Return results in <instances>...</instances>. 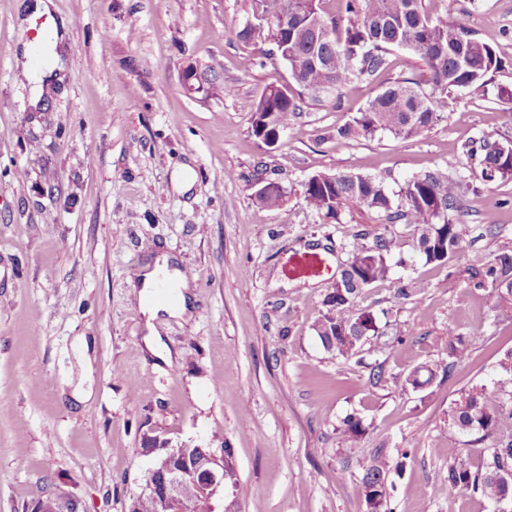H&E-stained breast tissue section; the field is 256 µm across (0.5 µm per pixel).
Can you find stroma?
Here are the masks:
<instances>
[{"instance_id": "obj_1", "label": "stroma", "mask_w": 512, "mask_h": 512, "mask_svg": "<svg viewBox=\"0 0 512 512\" xmlns=\"http://www.w3.org/2000/svg\"><path fill=\"white\" fill-rule=\"evenodd\" d=\"M0 0V512H29L42 489L79 512H127L156 454L170 447L230 449L239 512H366L357 459L387 449L392 512H512V502L450 500L443 476L467 446L450 424L455 400L500 378L512 354V306H498L469 256L512 251V180L485 183L466 145L512 140V0H458L461 23L502 67L448 99L424 137L329 140L386 85L356 81L304 99L296 127L267 146L251 133L265 88L290 80L270 43L238 33L255 0ZM59 32L64 64L42 104L17 65L37 26ZM201 74L187 92V70ZM233 86L225 95V86ZM189 165L193 188L173 171ZM447 169L475 188L458 216L465 251L446 265L415 259L430 286L397 297L396 279L363 290L361 307L387 312L383 335L339 359L312 326L347 255L346 240L383 226L364 209L330 223L302 185L322 172L383 179L398 191L413 174ZM281 183L278 210L256 191ZM191 273L192 317L172 319L164 364L143 349V316L128 288L155 249ZM329 252L322 280L286 279L293 251ZM479 334L453 377L407 384L446 362L449 327ZM386 382L373 384L374 369ZM350 414L366 432L341 438Z\"/></svg>"}]
</instances>
